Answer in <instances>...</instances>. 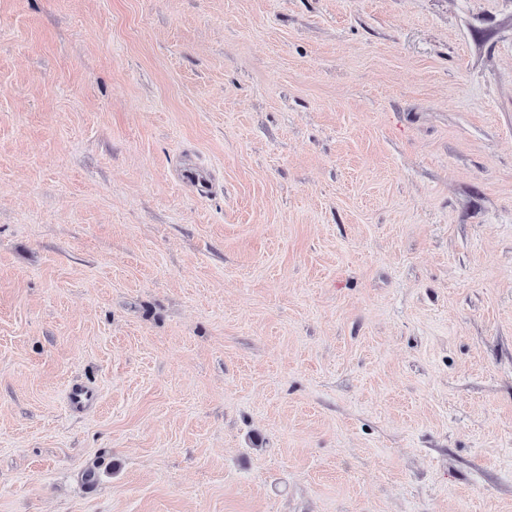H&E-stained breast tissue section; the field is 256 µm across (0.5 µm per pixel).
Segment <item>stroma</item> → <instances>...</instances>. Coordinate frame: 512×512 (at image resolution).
Masks as SVG:
<instances>
[{
  "label": "stroma",
  "instance_id": "35a3bbf8",
  "mask_svg": "<svg viewBox=\"0 0 512 512\" xmlns=\"http://www.w3.org/2000/svg\"><path fill=\"white\" fill-rule=\"evenodd\" d=\"M0 512H512V0H0ZM67 401L72 410L83 411L97 403V395L94 389L84 384L74 383L68 387Z\"/></svg>",
  "mask_w": 512,
  "mask_h": 512
}]
</instances>
